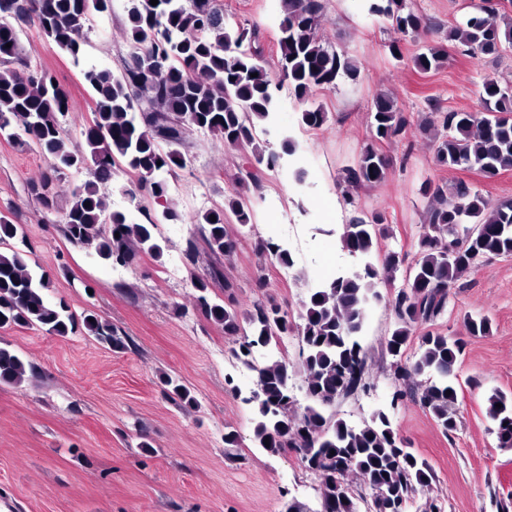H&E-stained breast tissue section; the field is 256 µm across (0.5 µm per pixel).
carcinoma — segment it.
<instances>
[{
    "mask_svg": "<svg viewBox=\"0 0 512 512\" xmlns=\"http://www.w3.org/2000/svg\"><path fill=\"white\" fill-rule=\"evenodd\" d=\"M100 2L0 0V17L7 16L0 22V135L21 149L35 146L46 155L53 174L32 182L30 191L47 211L57 207L63 171H90L91 179L68 189L64 232L72 245L114 266H129L143 253L161 255V226L183 221L168 175L186 166L177 149L186 134L209 133L226 150H250L253 169L235 180L241 185L248 179L257 187L262 175L280 168L283 155L295 149L290 138L282 140L279 152L267 139L283 88L304 103L314 90H332L337 79L355 80L360 75L353 58L322 40V0H282L277 79L267 69L257 30L230 22L219 0H158L155 6L150 0H128L125 34L130 52L116 74L84 63L90 11L99 10ZM485 2V10H471L450 27L447 38L466 47L471 57L497 58L512 47V14L493 0ZM367 10L403 37H415L423 29L422 18L409 9L407 0H368ZM22 24L38 25L75 64L83 65L96 111L81 139L64 133L61 118L69 112L67 90L53 84L50 73L23 60L17 29ZM446 60L444 47L434 46L415 56L413 65L428 72ZM326 119L318 106L303 110L299 124L314 130ZM409 125L391 93L374 97L370 137L357 160L342 171L345 204L355 206L352 191L385 179L387 164L377 144L400 140ZM432 143L441 166H477L491 176L512 169V91L496 78L486 79L479 109L443 113ZM120 173L135 179L123 193L137 218L128 211L109 210L112 181ZM422 191L432 194L426 211L428 232L414 267L388 300L396 324L386 348L399 383L392 404L412 399L448 434L458 427L453 378L465 343L428 330L419 336L415 360L404 353L418 327L445 314L448 291L456 281L486 256L512 254V201L493 204L465 183L454 187L451 200L428 182ZM466 218L477 233L452 255L450 225ZM254 219L243 194L228 192L223 205L198 216L199 235H190L183 251L186 264L198 262L200 241L215 258L231 259L237 245L231 223L247 226ZM382 223L379 214L355 212L344 225L341 242L350 257L365 260L364 266L321 283L296 316L263 298L240 311L234 300L211 296L209 281L224 279L219 262L193 283L197 309L237 337L232 355L256 372V393L242 398L255 414L253 444L271 453L306 449L300 461L318 480L317 512H359L356 500L363 498L362 487L400 501L398 512H404L417 490L434 481L432 468L408 448L385 413L356 425L327 414L336 400L370 388L362 336L366 308L381 295L376 290L379 268L367 258ZM20 230L0 216V327L38 326L56 336L80 328L116 351L126 349V337L98 313L87 310L78 316L64 300L49 299L50 276L31 262ZM259 250L282 266H294L291 252L272 239L261 241ZM285 337H295L302 345L298 372L289 370L283 358L254 363L255 353ZM35 374L34 366L0 346V383L20 384ZM296 378L303 406L286 393ZM161 383L176 405L198 408L197 398L180 380L166 375ZM498 403L502 407H496ZM487 413L498 446L512 448V400L500 393L491 395Z\"/></svg>",
    "mask_w": 512,
    "mask_h": 512,
    "instance_id": "cac0c4a2",
    "label": "carcinoma"
}]
</instances>
